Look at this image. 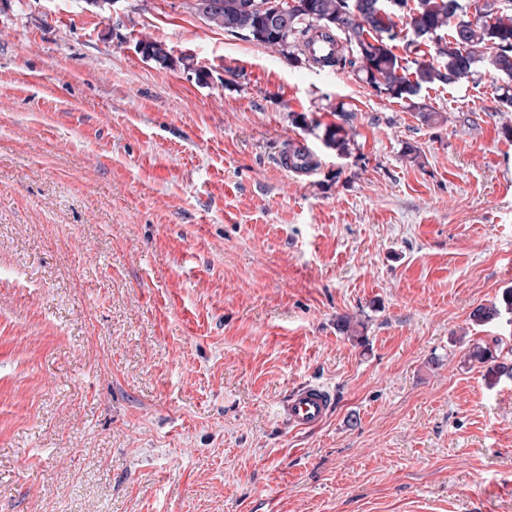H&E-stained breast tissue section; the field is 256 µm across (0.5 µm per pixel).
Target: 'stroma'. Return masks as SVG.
Segmentation results:
<instances>
[{
  "label": "stroma",
  "mask_w": 512,
  "mask_h": 512,
  "mask_svg": "<svg viewBox=\"0 0 512 512\" xmlns=\"http://www.w3.org/2000/svg\"><path fill=\"white\" fill-rule=\"evenodd\" d=\"M193 4L0 0V512H512V381L465 357L512 348L469 319L512 288L507 79L427 125ZM339 106L343 156L292 121ZM136 45L140 47L142 57L146 60L154 61L161 67H169L171 65L172 56L169 51H167L163 44L150 36L144 35L137 40ZM137 46V51L140 53ZM333 399L318 385L306 384L295 388L281 405V413L288 425L296 430L318 427L330 415Z\"/></svg>",
  "instance_id": "35a3bbf8"
}]
</instances>
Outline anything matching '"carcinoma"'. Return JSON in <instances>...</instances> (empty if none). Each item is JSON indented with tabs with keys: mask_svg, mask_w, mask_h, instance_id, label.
Wrapping results in <instances>:
<instances>
[{
	"mask_svg": "<svg viewBox=\"0 0 512 512\" xmlns=\"http://www.w3.org/2000/svg\"><path fill=\"white\" fill-rule=\"evenodd\" d=\"M268 2L195 0L194 8L210 25L243 33L275 49L291 65L334 70L356 66L376 92L409 102L427 124L438 122L441 115L418 101L422 89L465 81L479 63L512 79V0H485L484 19L475 24L458 17V0H404L406 10L399 17L414 36L405 52L416 54L431 43L440 60L438 66L416 61L412 71L393 52L397 32L390 17L378 14L380 0H277V11L265 8ZM137 46L143 58L162 67L171 65L169 51L150 36L138 39ZM292 122L305 129L322 128L325 147L340 155L348 152L352 113L341 110L338 122L324 127L299 113L292 115ZM288 153L301 172L310 174L319 167L316 155L305 146L290 144ZM504 313L512 314V288L474 309L470 320L482 326ZM466 357L486 365L490 385L512 380V360L499 352L498 338L470 347Z\"/></svg>",
	"mask_w": 512,
	"mask_h": 512,
	"instance_id": "cac0c4a2",
	"label": "carcinoma"
}]
</instances>
